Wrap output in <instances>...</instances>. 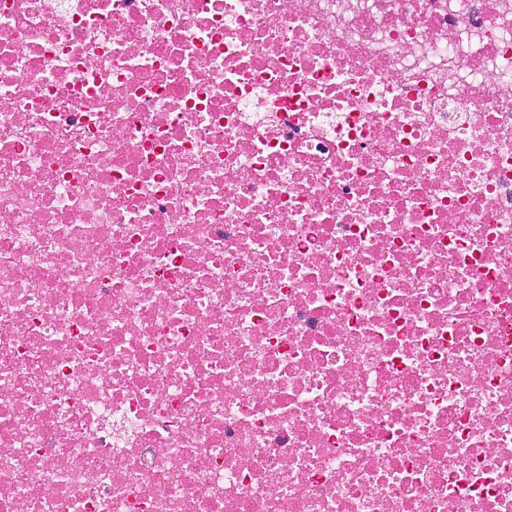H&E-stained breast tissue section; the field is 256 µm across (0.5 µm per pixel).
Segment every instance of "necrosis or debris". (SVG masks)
Listing matches in <instances>:
<instances>
[{"label":"necrosis or debris","mask_w":512,"mask_h":512,"mask_svg":"<svg viewBox=\"0 0 512 512\" xmlns=\"http://www.w3.org/2000/svg\"><path fill=\"white\" fill-rule=\"evenodd\" d=\"M0 512H512V0H0Z\"/></svg>","instance_id":"4bbe7bcc"}]
</instances>
